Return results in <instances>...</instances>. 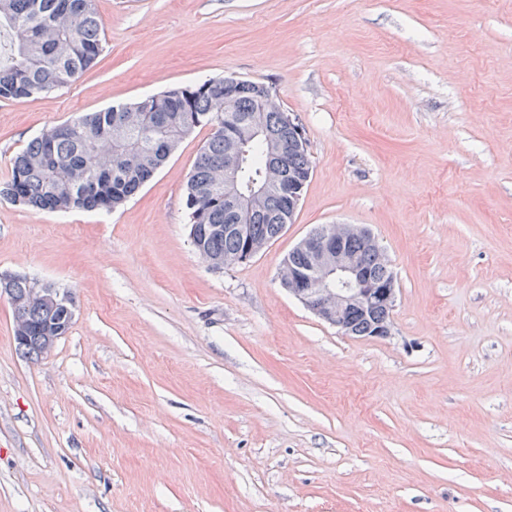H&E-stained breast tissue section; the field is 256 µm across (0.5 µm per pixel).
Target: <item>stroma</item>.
Here are the masks:
<instances>
[{
	"mask_svg": "<svg viewBox=\"0 0 512 512\" xmlns=\"http://www.w3.org/2000/svg\"><path fill=\"white\" fill-rule=\"evenodd\" d=\"M104 48L0 101V183L44 129L231 75L300 118L313 172L250 260L193 250L199 128L112 212L0 198V274L70 290L18 351L0 298V512H512V0H97ZM361 224L393 330L353 338L280 286Z\"/></svg>",
	"mask_w": 512,
	"mask_h": 512,
	"instance_id": "obj_1",
	"label": "stroma"
}]
</instances>
